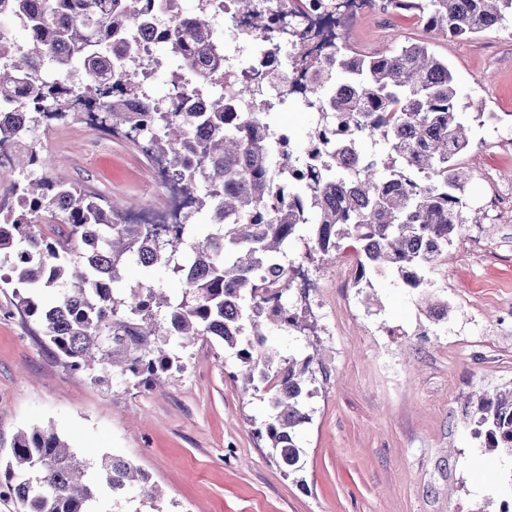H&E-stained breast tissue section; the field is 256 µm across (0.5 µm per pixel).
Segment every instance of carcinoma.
<instances>
[{
	"instance_id": "1",
	"label": "carcinoma",
	"mask_w": 512,
	"mask_h": 512,
	"mask_svg": "<svg viewBox=\"0 0 512 512\" xmlns=\"http://www.w3.org/2000/svg\"><path fill=\"white\" fill-rule=\"evenodd\" d=\"M154 0H0V18L17 19L27 44L0 65V102L21 111L26 125L0 112V135L24 142L13 168H51L29 142L32 129L51 113L75 118L74 102L94 93L112 129L161 157L189 211L174 234L158 226L124 224L121 203L88 195L76 183L49 175L20 177L0 190V283L10 285L17 306L42 329L52 353L67 368L95 382L120 375L152 387L185 370L187 349L215 338L237 360L232 374L246 387L263 388L269 414L255 430L284 471L301 469L297 431L312 421L307 409L314 357L284 358L268 345L277 324L273 302L289 297L304 265L336 259L343 244L356 256L358 292L375 290L390 277L428 293L439 258L466 223L470 175L457 158L469 145L470 126L448 63L428 46L401 45L389 54L363 56L347 42L324 61L299 55L310 90L350 129L336 152L305 148L296 155L318 169L313 183L288 186L290 203L269 172L279 165L271 149L268 103L240 75L222 70L201 35L212 27L208 0L174 18L157 43L181 63L215 78L224 93L204 112H183L162 100L160 112H133L141 92L132 80L141 61L138 23H148ZM253 17V33L266 30L256 0H232ZM384 11H418L421 22L442 36L475 35L512 21V0H382ZM49 64L54 78L40 77ZM112 75L107 89L69 83L76 67ZM240 98L253 111L233 118ZM205 211L210 223L192 224ZM53 215L59 231L41 230ZM297 240L305 253L289 258ZM131 264L155 269L183 284L172 300L160 285L121 288ZM495 467L512 457V386L465 398ZM155 485L131 462L104 457L89 466L49 428L19 432L0 481L22 512H93L102 491L114 496Z\"/></svg>"
}]
</instances>
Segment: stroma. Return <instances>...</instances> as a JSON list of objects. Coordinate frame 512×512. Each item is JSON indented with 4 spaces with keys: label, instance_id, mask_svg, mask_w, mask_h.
Returning a JSON list of instances; mask_svg holds the SVG:
<instances>
[{
    "label": "stroma",
    "instance_id": "obj_1",
    "mask_svg": "<svg viewBox=\"0 0 512 512\" xmlns=\"http://www.w3.org/2000/svg\"><path fill=\"white\" fill-rule=\"evenodd\" d=\"M345 37L370 55L427 43L459 81L471 126L460 164L473 174L461 231H478L481 246L454 242L432 274L447 320L430 321L423 292L400 281L379 280L368 306L338 265L310 267L321 284L320 305L309 310L314 334L269 331L282 356L318 359L312 421L298 434L303 467L288 475L252 435L268 413L264 391L231 381L210 342H195L177 381L151 389L120 379L97 384L54 358L1 284L0 465L20 431L40 426L90 463L106 455L132 462L162 490L153 503L133 489L119 499L106 492L96 512H456L471 501L498 512L512 498V463L486 478L487 453L461 404L512 382V349L458 341L474 319L496 335L512 308V212L490 216L483 180L492 174L512 191V151L480 149L490 112L496 136L512 140V25L448 38L416 17L374 10L347 21ZM38 143L43 157L59 160L58 178L121 199L126 211L165 200L128 141L79 120Z\"/></svg>",
    "mask_w": 512,
    "mask_h": 512
}]
</instances>
